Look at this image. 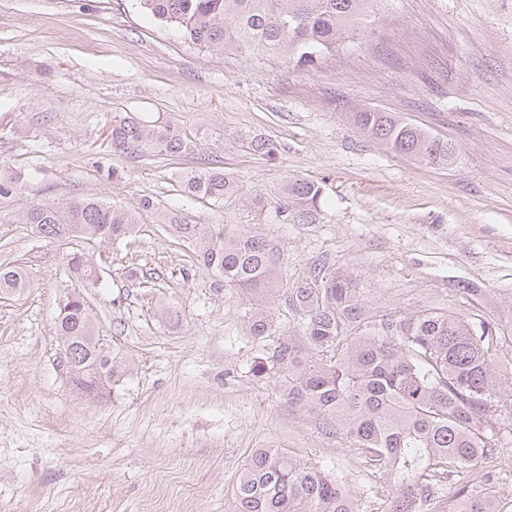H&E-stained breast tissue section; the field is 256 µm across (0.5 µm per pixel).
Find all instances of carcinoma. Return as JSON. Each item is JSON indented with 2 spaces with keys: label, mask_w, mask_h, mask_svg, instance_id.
<instances>
[{
  "label": "carcinoma",
  "mask_w": 512,
  "mask_h": 512,
  "mask_svg": "<svg viewBox=\"0 0 512 512\" xmlns=\"http://www.w3.org/2000/svg\"><path fill=\"white\" fill-rule=\"evenodd\" d=\"M377 0H137L154 19L175 26L192 43L221 53L277 57L296 67L311 65L365 35ZM358 129L397 153L431 165L455 161L448 141L401 122L386 112L355 114ZM113 151L133 158L162 152H194L192 141L171 123L125 116L112 121ZM25 173L0 162V200L21 190ZM241 187L224 170L203 167L180 182L190 199L220 204ZM324 188L305 178L289 180L274 203L276 216L291 224H317ZM148 198L128 208L83 196L63 205L41 204L19 223L52 242L87 240L137 244L139 214ZM183 243L194 263L224 285L258 291L276 281L279 256L264 239L224 236L218 224L174 219L160 225ZM70 273L94 288L104 262L82 249L66 255ZM31 288L27 269L0 263V299ZM292 303L307 313L298 334L278 332L266 307L248 312L253 336L275 337L255 368L288 371V401L321 420L322 428L352 441L366 466L390 487L386 512H438L448 488L453 512H498L495 472L485 466L496 455L493 403L500 384L493 372L500 336L496 327L454 312L422 310L399 317L368 313L356 279L314 272L290 288ZM56 334L76 389L92 393L126 379L132 362L102 342L85 298L75 293L60 307ZM231 512H363L361 499L338 476L317 465H301L278 448H257L233 488Z\"/></svg>",
  "instance_id": "cac0c4a2"
}]
</instances>
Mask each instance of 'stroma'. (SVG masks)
Returning <instances> with one entry per match:
<instances>
[{"mask_svg":"<svg viewBox=\"0 0 512 512\" xmlns=\"http://www.w3.org/2000/svg\"><path fill=\"white\" fill-rule=\"evenodd\" d=\"M373 35L305 67L220 55L149 17L136 0H0V161L27 175L0 202V263L33 286L0 300V512H142L153 487L176 512H228L258 448H278L346 481L368 512L388 486L344 436L287 399L288 373H256L269 339L250 335L251 305L281 331L305 322L287 288L319 267L353 274L367 311L476 314L500 336L493 365L512 400V0H377ZM389 113L455 144L429 166L365 136L361 111ZM177 125L190 156L112 151L114 117ZM277 146L256 153L251 140ZM214 160L241 186L211 205L182 195L181 173ZM322 184L323 218L285 224L273 210L290 178ZM94 195L133 207L151 198L140 238L150 272L126 276L123 244L103 287L66 268L68 246L17 218L35 204ZM251 233L280 256L282 281L246 294L196 266L158 233L165 217ZM82 293L105 344L134 363L100 397L57 366L55 320ZM178 302L179 324L160 304ZM494 487L512 512V415L500 418Z\"/></svg>","mask_w":512,"mask_h":512,"instance_id":"1","label":"stroma"}]
</instances>
